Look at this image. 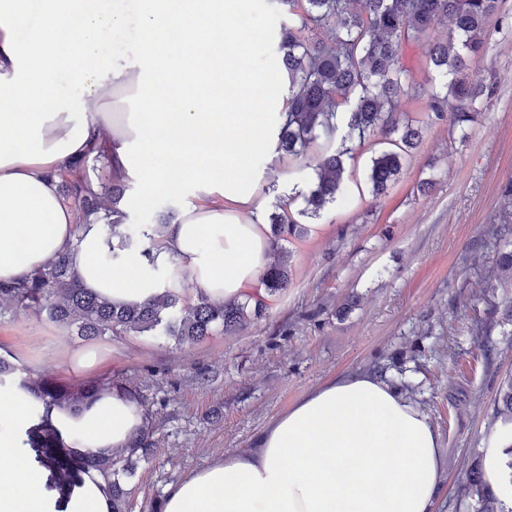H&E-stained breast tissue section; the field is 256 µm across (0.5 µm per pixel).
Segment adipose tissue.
I'll list each match as a JSON object with an SVG mask.
<instances>
[{"label":"adipose tissue","instance_id":"adipose-tissue-1","mask_svg":"<svg viewBox=\"0 0 512 512\" xmlns=\"http://www.w3.org/2000/svg\"><path fill=\"white\" fill-rule=\"evenodd\" d=\"M131 54L112 55L101 34L126 24L104 0H0V281L11 282L69 250L83 288L117 305L167 293L221 302L262 285L272 260L261 221V176L241 177L253 154L279 172L277 133L285 81L255 74L259 36L244 28L248 0H143ZM77 27L80 52L59 35ZM178 44L163 43L167 31ZM105 154L114 177L140 196L166 190L179 162L195 199L156 232L150 255L123 252L78 223L57 174ZM33 398L0 387V512H111L104 477L83 473L68 493L48 490L25 443ZM79 451L124 448L142 410L120 393L81 414L54 407ZM506 445L484 448L485 484L512 507ZM446 471L429 416L368 372L312 389L266 425L251 447L225 453L168 489L163 512H434Z\"/></svg>","mask_w":512,"mask_h":512}]
</instances>
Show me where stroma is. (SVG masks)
<instances>
[{"mask_svg":"<svg viewBox=\"0 0 512 512\" xmlns=\"http://www.w3.org/2000/svg\"><path fill=\"white\" fill-rule=\"evenodd\" d=\"M253 31L265 37L254 61L266 74L288 23L277 0H249ZM472 75L492 90L467 136L447 119L428 118L423 99L400 108L422 122L423 137L387 196L372 201L364 170L378 151L368 142L354 175L308 232L290 239L292 281L270 297L269 310L231 334L215 332L181 347L160 335L99 336L83 342L32 312L0 319V350L36 374L66 384L119 377L142 392L153 412L156 445L131 483L134 512H163L168 487L253 437L310 389L390 356L404 359L416 404L438 430L448 469L435 512H471L458 481L482 459L503 426L493 397L512 375V281L497 265L500 225L512 222V0H503ZM312 168L293 161L266 177V208L305 190ZM433 180L427 194L420 181ZM127 222L155 223L157 212L182 208L183 194L162 191L151 208L128 189ZM352 302L351 311L336 309ZM101 356L88 372L72 368V350ZM205 379H197V372Z\"/></svg>","mask_w":512,"mask_h":512,"instance_id":"obj_1","label":"stroma"}]
</instances>
